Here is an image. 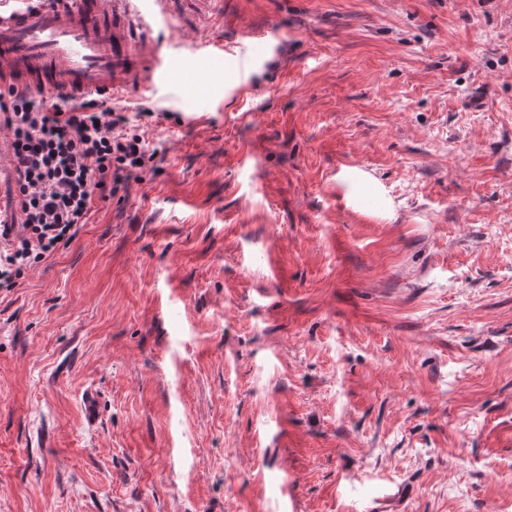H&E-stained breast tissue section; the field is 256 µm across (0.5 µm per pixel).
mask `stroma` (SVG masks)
<instances>
[{"label": "stroma", "mask_w": 512, "mask_h": 512, "mask_svg": "<svg viewBox=\"0 0 512 512\" xmlns=\"http://www.w3.org/2000/svg\"><path fill=\"white\" fill-rule=\"evenodd\" d=\"M172 9L221 57L0 290V512H512V0ZM348 204L357 211L381 210L391 214L393 205L382 184L357 167L344 168L336 176Z\"/></svg>", "instance_id": "stroma-1"}]
</instances>
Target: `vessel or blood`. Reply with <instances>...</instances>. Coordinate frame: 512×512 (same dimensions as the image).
Listing matches in <instances>:
<instances>
[{"label":"vessel or blood","mask_w":512,"mask_h":512,"mask_svg":"<svg viewBox=\"0 0 512 512\" xmlns=\"http://www.w3.org/2000/svg\"><path fill=\"white\" fill-rule=\"evenodd\" d=\"M129 0H0V88L128 102L175 67Z\"/></svg>","instance_id":"vessel-or-blood-1"}]
</instances>
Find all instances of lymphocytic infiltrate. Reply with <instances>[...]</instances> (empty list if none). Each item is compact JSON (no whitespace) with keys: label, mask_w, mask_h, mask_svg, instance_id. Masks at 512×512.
I'll return each instance as SVG.
<instances>
[{"label":"lymphocytic infiltrate","mask_w":512,"mask_h":512,"mask_svg":"<svg viewBox=\"0 0 512 512\" xmlns=\"http://www.w3.org/2000/svg\"><path fill=\"white\" fill-rule=\"evenodd\" d=\"M9 100L5 125L23 218L0 225V290L16 287L25 269L88 222L96 201L146 167L144 137L128 132L117 109L92 98L66 104L14 88Z\"/></svg>","instance_id":"obj_1"}]
</instances>
